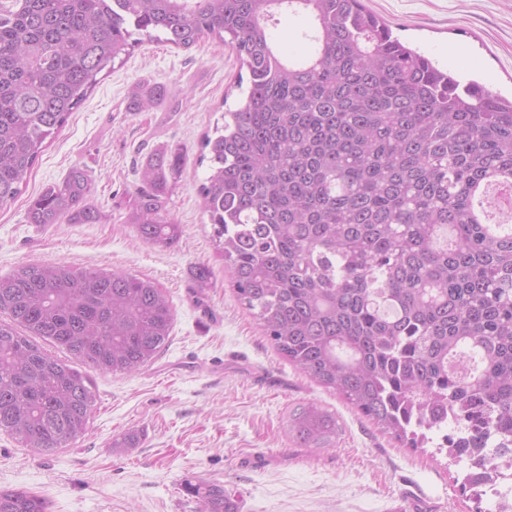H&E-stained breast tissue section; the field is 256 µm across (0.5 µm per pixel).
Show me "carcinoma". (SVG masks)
Segmentation results:
<instances>
[{"label": "carcinoma", "mask_w": 512, "mask_h": 512, "mask_svg": "<svg viewBox=\"0 0 512 512\" xmlns=\"http://www.w3.org/2000/svg\"><path fill=\"white\" fill-rule=\"evenodd\" d=\"M316 29L284 61L277 8ZM224 41L249 74L242 101L204 138L203 209L238 300L277 352L410 448L453 425L443 446L472 470L512 455V101L464 83L402 43L361 0H0V207L13 203L47 141L143 39L189 49ZM167 96L134 91L139 111ZM180 153L142 166L126 223L175 245L167 213ZM492 186L495 195L476 190ZM86 170L28 206L31 224H96ZM0 433L51 454L84 437L96 402L87 373L40 338L114 375L150 364L174 310L152 282L105 268L22 264L0 276ZM291 432L323 447L336 419L310 405ZM203 512H240L218 484ZM0 512H47L23 490Z\"/></svg>", "instance_id": "1"}]
</instances>
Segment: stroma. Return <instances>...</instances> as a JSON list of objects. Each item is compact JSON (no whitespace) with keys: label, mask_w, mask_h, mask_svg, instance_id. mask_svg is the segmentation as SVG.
Listing matches in <instances>:
<instances>
[{"label":"stroma","mask_w":512,"mask_h":512,"mask_svg":"<svg viewBox=\"0 0 512 512\" xmlns=\"http://www.w3.org/2000/svg\"><path fill=\"white\" fill-rule=\"evenodd\" d=\"M394 36L461 81L512 99V0H363ZM283 56L304 52L306 16H277ZM458 61L448 65L445 53ZM238 57L217 39L190 49L144 41L121 67L101 77L44 149L27 185L0 208V274L25 263L65 262L150 280L169 297L174 326L165 349L140 371L90 377L97 401L87 434L41 454L0 434V490L44 498L48 512H201L194 489L219 484L242 512H495L462 486V464L435 448H405L337 394L288 363L258 320L238 301L198 192L207 175L200 142L229 108ZM165 86L169 98L129 111L139 86ZM179 150L167 209L182 228L160 248L127 224L126 205L150 153ZM75 166L93 181L96 224L28 223L30 197ZM210 270L207 281L197 266ZM336 417L332 447L299 443L290 420L309 405ZM135 432L133 447L114 442Z\"/></svg>","instance_id":"1"}]
</instances>
